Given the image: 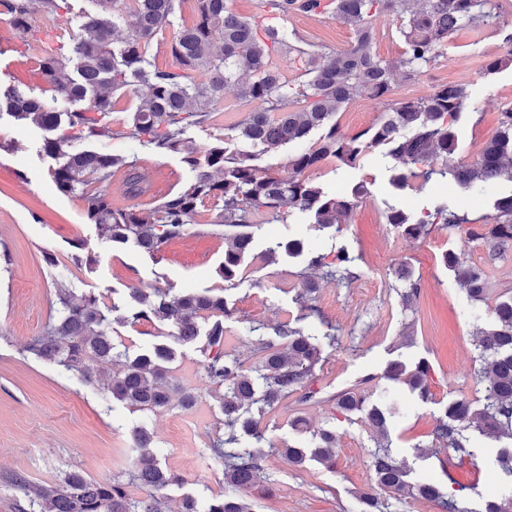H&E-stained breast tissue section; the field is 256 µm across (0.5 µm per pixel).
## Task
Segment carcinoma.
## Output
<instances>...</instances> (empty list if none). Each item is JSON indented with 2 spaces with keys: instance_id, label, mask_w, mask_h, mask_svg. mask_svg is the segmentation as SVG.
<instances>
[{
  "instance_id": "1",
  "label": "carcinoma",
  "mask_w": 512,
  "mask_h": 512,
  "mask_svg": "<svg viewBox=\"0 0 512 512\" xmlns=\"http://www.w3.org/2000/svg\"><path fill=\"white\" fill-rule=\"evenodd\" d=\"M176 2L94 0L96 9L83 14L69 53L45 52L39 60L50 95L0 88V112L30 121L49 133L43 151L57 161L52 177L58 191L80 194L87 220L112 245L132 244L154 257L167 243L182 237L188 225L196 223L200 206L211 200L216 211L212 223L236 229L220 270L224 280L231 281L254 248L255 216H262L268 223L285 224L286 206L323 229L348 217L366 194V185L360 182L348 194H332L307 172L320 168L330 157L352 169L375 149L392 164V184L399 188L411 186L417 178L427 180L436 172L477 194L501 180L512 183V105L499 112L497 133L484 144L474 162L438 171L418 168L455 154V122L473 97L474 84L468 81L442 85L425 97L401 101L385 113L379 124L352 136L340 132L333 121L351 101L363 96L380 98L390 90L392 65L373 51V14L384 12L400 21L399 34L406 44L400 65L414 76L442 53L454 33L476 21L500 24L498 0H283L303 13H328L351 28L353 36L347 45L328 54L289 44L285 29L267 28L265 38H260L251 20L229 9L227 0H196L197 19L176 30L171 42L174 65L162 69L151 64L147 47L159 31L173 24ZM0 13L9 16L22 36L30 33V0H0ZM121 24L126 26L127 34L116 49L114 35ZM285 44L305 57L300 81L285 77L274 61L275 46ZM200 73L209 74L210 79L197 81ZM242 74L248 78L241 79ZM131 77L142 83L144 91L137 94L138 103L126 130L116 132L110 120L114 95L130 87ZM231 83L238 85L240 100H260L267 107L248 112L230 128L233 135H224L216 145L201 152L186 136V130L211 120L224 87ZM60 99L72 104L86 101L88 105L82 110L62 112L56 108ZM90 112L98 117H89ZM64 124L85 128L86 137L98 142L122 137L161 153H176L191 178L151 208L115 207L109 194L90 185L108 182L121 171L130 198L151 195V186L136 163L126 157L79 149L70 139L53 135ZM315 130L320 131L317 145L302 147L288 159L286 177L263 172L254 164L256 155L233 147L236 140L262 153L290 144L302 146ZM386 221L412 239L424 238L432 229L429 221L414 220L396 208L387 211ZM468 236L489 244L491 261L512 251V192L497 198L493 213L485 217L479 230H468ZM283 252L305 257L308 269H321L339 284L354 279L352 267L357 257L344 246L337 248L330 263L326 262L327 254L309 250L300 238L271 240L264 255L274 262ZM443 262L465 291L472 318L481 321L482 305L489 292L486 271L463 265L451 250L443 254ZM400 278L409 282L401 298L404 307L410 309L420 294V283L412 279L408 269L400 273ZM131 298L133 304L127 307V315L114 319L112 315L120 310L118 304L102 306L91 293L78 298L67 281H58L49 322L42 334L32 338L27 351L67 372L80 374L89 383L96 377L93 364L114 365L116 371L107 385L112 399L139 411H154L170 402L169 365L174 352L164 344L135 356L117 352L109 335L112 322L155 320L171 327L182 342L193 343L200 336L198 320H210L204 370L211 384L226 389L222 412L227 430V437L217 440L212 451L224 460V482L235 493L213 498L201 507L194 498L186 497L182 512H254L255 503L243 493L260 476L258 452H232L225 446L238 444L244 436L258 443L264 440L254 411L274 408L314 373L322 360L317 338L287 323L280 325L275 335L284 340V347L258 335L262 352L259 366L246 369L224 349V322L233 317L234 309L223 294L135 288ZM490 317L491 326L480 329L476 344L479 367L475 384L479 397L448 401L436 418L431 445L460 459H472L480 452L475 436L505 441L496 462L509 478V494L486 501L482 512H512L511 288L498 296ZM430 373L424 360L412 367L394 360L387 365L385 378L405 384L426 402L431 396ZM390 401V388L378 384L340 393L336 410L346 417L359 415L376 433L370 466L379 490L425 500L442 498L436 484L411 479L405 462L391 444L384 442L391 417L387 408ZM131 440L140 456L128 479L97 482L69 472L58 484L40 489L29 501V512H164L165 499L157 493L181 484L182 478L160 466L144 429H134ZM314 445L313 457L333 466L336 431L320 430ZM131 483L147 491V496L131 498L127 490ZM358 500L359 512H381L378 494L362 492Z\"/></svg>"
}]
</instances>
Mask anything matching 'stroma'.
<instances>
[{"label":"stroma","instance_id":"35a3bbf8","mask_svg":"<svg viewBox=\"0 0 512 512\" xmlns=\"http://www.w3.org/2000/svg\"><path fill=\"white\" fill-rule=\"evenodd\" d=\"M59 5L57 16L51 17L39 0H32L29 25L30 37L39 46L35 52L22 47L8 16L0 14L1 87L14 85L36 92L43 88L39 52L69 51L82 11L93 7L91 0H59ZM228 6L250 18L258 29L284 27L300 40L329 50L341 48L352 37L349 26L327 14L277 17L266 10L263 0H228ZM372 23L377 55L395 66L392 88L385 97L359 98L342 108L336 115L341 132L365 131L397 102L470 79L479 92L456 123L459 149L453 159L474 161L495 135L499 112L512 104V66L491 73L484 70L488 61L511 48L505 31L481 23L461 30L436 61L410 77L399 65L404 43L394 17L378 14ZM248 110L234 86H227L214 120L189 128L188 134L199 150H208L227 125L240 121ZM44 136L33 125L0 117V512H26L29 491L50 485L70 471L96 481L126 475L139 457L130 440L137 427L151 435V449L161 466L186 479L184 485L165 491L173 512L184 496L202 503L228 490L224 464L210 452L223 418L224 391L205 377L206 355L200 344L182 343L170 327L152 322L113 324V343L129 354L155 343L167 344L176 352L171 364V402L154 412L128 408L109 397L105 383H87L79 374L62 371L27 352V344L45 325L49 299L63 271L75 294L92 293L106 304L129 301L135 288L224 289L235 309L228 324V347L248 368L260 360L249 326L261 324L270 330L287 322L319 338L335 333V344L324 346L321 364L305 382L312 399L301 403L289 397L261 419L273 449L260 461V483L248 492L258 512H355L356 493L375 486L368 466L374 434L359 419L340 415L333 398L347 389L383 383L387 364L398 359L430 364L432 399L421 402L405 385H396L389 422L393 450L414 476L432 479L444 494L455 495L460 505L473 512L500 496L503 477L495 465L498 442L482 439V450L473 462L480 472L476 479L471 470H448V452L431 447V432L442 407L461 396L475 398L473 373L479 365L477 324L466 314V296L441 257L452 250L465 264L482 266L488 261V246L469 239L465 230L441 223L426 238L413 240L385 222L391 207L419 218L445 206L475 228L491 211V195L470 196L438 174L396 188L387 164L375 153L347 174L337 169L334 160H327L312 173L322 186L339 194L350 193L359 182L367 187L348 222L337 229H319L309 223L262 225L255 232L254 251L228 286L219 275L227 245L225 229L213 224L209 207H202L197 223L167 244L157 258L131 245L112 246L85 218L82 199L57 191L51 177L55 162L42 151ZM103 148L135 160L155 197H163L187 179L178 154L159 153L123 138L109 140ZM290 233L326 248L334 242L346 245L358 258L350 283L320 281L312 312L297 300L307 273L304 259L284 256L269 263L262 255L266 240ZM79 242L94 254L93 267L75 265ZM403 266L412 270L421 287L411 312L402 308L405 284L396 276ZM367 279L376 280V287L364 289ZM187 395L194 400L189 407L182 403ZM297 413L306 419L309 431L335 428V467L312 459L298 466L280 453V446L303 440L288 424ZM20 480L25 483L21 489L16 486Z\"/></svg>","mask_w":512,"mask_h":512}]
</instances>
